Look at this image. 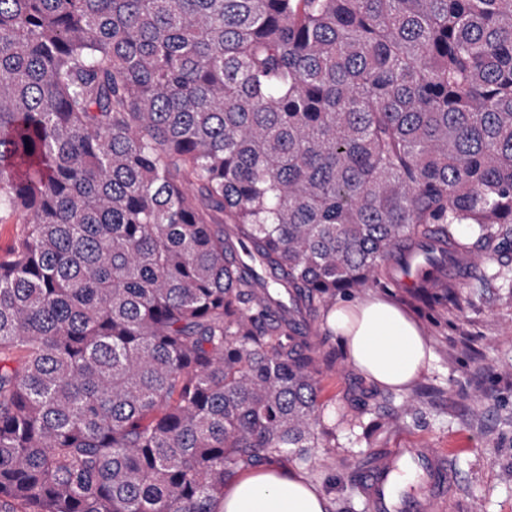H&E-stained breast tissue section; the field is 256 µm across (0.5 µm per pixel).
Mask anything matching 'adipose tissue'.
Returning <instances> with one entry per match:
<instances>
[{
  "mask_svg": "<svg viewBox=\"0 0 512 512\" xmlns=\"http://www.w3.org/2000/svg\"><path fill=\"white\" fill-rule=\"evenodd\" d=\"M349 364L374 383L407 387L427 368L432 353L419 325L380 297L339 303L325 316ZM333 500L299 470L278 464L243 471L224 490L216 512H332Z\"/></svg>",
  "mask_w": 512,
  "mask_h": 512,
  "instance_id": "adipose-tissue-1",
  "label": "adipose tissue"
}]
</instances>
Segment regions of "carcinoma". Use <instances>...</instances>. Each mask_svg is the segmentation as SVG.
<instances>
[{
    "mask_svg": "<svg viewBox=\"0 0 512 512\" xmlns=\"http://www.w3.org/2000/svg\"><path fill=\"white\" fill-rule=\"evenodd\" d=\"M12 215L0 512H215L336 447L337 291L512 289V0H0Z\"/></svg>",
    "mask_w": 512,
    "mask_h": 512,
    "instance_id": "cac0c4a2",
    "label": "carcinoma"
}]
</instances>
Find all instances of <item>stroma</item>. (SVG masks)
<instances>
[{"instance_id": "obj_1", "label": "stroma", "mask_w": 512, "mask_h": 512, "mask_svg": "<svg viewBox=\"0 0 512 512\" xmlns=\"http://www.w3.org/2000/svg\"><path fill=\"white\" fill-rule=\"evenodd\" d=\"M475 267L446 298L384 280L338 291L337 300L380 295L421 327L429 369L407 389L360 395L369 382L346 359L321 382L325 412L336 418V445L315 449L307 476L327 491L334 512H368L357 490L362 463L392 448H447L457 481L452 512H512V291Z\"/></svg>"}]
</instances>
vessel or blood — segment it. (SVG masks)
<instances>
[{
    "instance_id": "obj_1",
    "label": "vessel or blood",
    "mask_w": 512,
    "mask_h": 512,
    "mask_svg": "<svg viewBox=\"0 0 512 512\" xmlns=\"http://www.w3.org/2000/svg\"><path fill=\"white\" fill-rule=\"evenodd\" d=\"M405 271L404 281L408 286L444 287L464 281L470 272V265H463L441 272L425 264L418 250H408L401 256ZM444 448H395L377 457L366 467L357 485L365 498L369 512H451L454 506V478L447 469ZM411 456L424 474L423 483L416 494L399 495L395 492L394 473L400 458Z\"/></svg>"
}]
</instances>
